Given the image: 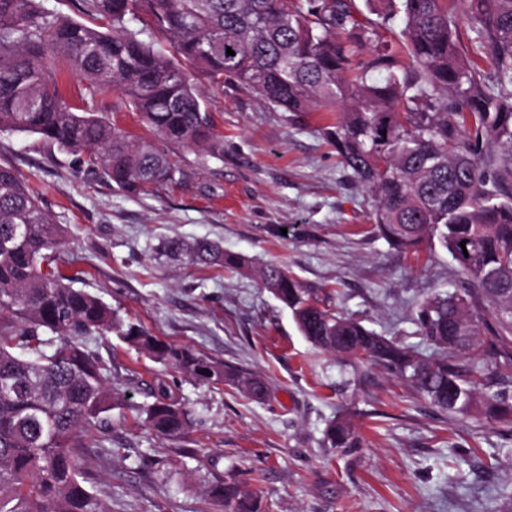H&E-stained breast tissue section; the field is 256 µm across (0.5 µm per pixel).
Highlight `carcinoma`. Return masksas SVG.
<instances>
[{
    "mask_svg": "<svg viewBox=\"0 0 512 512\" xmlns=\"http://www.w3.org/2000/svg\"><path fill=\"white\" fill-rule=\"evenodd\" d=\"M88 21L45 10L41 0H0V132L36 134L88 153L122 191L136 195L173 180L156 144L218 148L195 73L224 92V79L284 112H338L326 134L345 168L369 190L374 229L392 249L419 255L438 240L465 286L417 305L424 339L442 352L424 359L362 322L318 305L313 291L278 261L253 266L209 239L187 249L199 266L256 272L261 287L291 312L315 348L410 380L432 406L464 415L478 403L512 425V395L477 400L473 349L491 308L495 358L512 365V0H465L472 54L461 43L458 0H84ZM173 47H158V36ZM406 50V59L392 42ZM232 49L229 55L226 49ZM366 52L368 58L355 61ZM77 74V97L117 91L156 140L136 138L77 106L63 80ZM64 228L18 173L0 164V512H109L88 488L83 437L106 430L120 393L88 348L112 334L203 385L267 395L264 379L166 342L121 318L53 266ZM465 246H460V242ZM140 415L158 439L187 435L176 391L159 377ZM329 448H359L346 419L329 422ZM224 512H259L233 483L216 482Z\"/></svg>",
    "mask_w": 512,
    "mask_h": 512,
    "instance_id": "obj_1",
    "label": "carcinoma"
}]
</instances>
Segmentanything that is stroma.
<instances>
[{"mask_svg": "<svg viewBox=\"0 0 512 512\" xmlns=\"http://www.w3.org/2000/svg\"><path fill=\"white\" fill-rule=\"evenodd\" d=\"M209 102L222 151L171 146L173 181L130 196L89 171L83 156L39 136L0 132V163L29 179L43 209L66 225L56 263L76 287L161 340L262 375L270 395L255 402L161 370L146 354L100 336L88 347L123 394L107 436L89 446L85 468L109 512H221L207 489L234 480L262 512H512V433L480 411L450 414L376 369L354 378L345 362L315 349L255 276L197 267L169 243L199 238L260 263L276 260L324 304L425 357L416 304L454 291L462 277L439 244L419 257L374 233L370 192L354 182L320 130L225 82ZM97 115L148 137L119 93L91 102ZM174 384L191 420L180 440L161 441L137 416L156 375ZM351 417L363 445H324L329 420Z\"/></svg>", "mask_w": 512, "mask_h": 512, "instance_id": "35a3bbf8", "label": "stroma"}]
</instances>
